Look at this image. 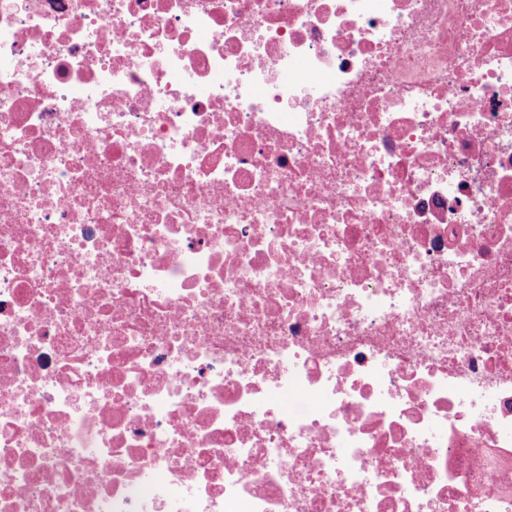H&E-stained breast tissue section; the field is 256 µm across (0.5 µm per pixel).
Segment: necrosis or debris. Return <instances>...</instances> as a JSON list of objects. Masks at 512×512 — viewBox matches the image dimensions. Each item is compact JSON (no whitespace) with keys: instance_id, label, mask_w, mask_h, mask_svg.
Returning <instances> with one entry per match:
<instances>
[{"instance_id":"4bbe7bcc","label":"necrosis or debris","mask_w":512,"mask_h":512,"mask_svg":"<svg viewBox=\"0 0 512 512\" xmlns=\"http://www.w3.org/2000/svg\"><path fill=\"white\" fill-rule=\"evenodd\" d=\"M0 512H512V0H0Z\"/></svg>"}]
</instances>
